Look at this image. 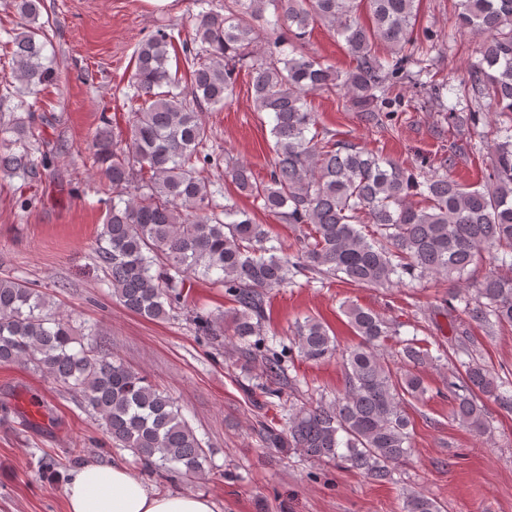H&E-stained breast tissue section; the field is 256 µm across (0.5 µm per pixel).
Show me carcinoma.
Masks as SVG:
<instances>
[{
	"label": "carcinoma",
	"instance_id": "obj_1",
	"mask_svg": "<svg viewBox=\"0 0 512 512\" xmlns=\"http://www.w3.org/2000/svg\"><path fill=\"white\" fill-rule=\"evenodd\" d=\"M358 2L224 0V12L194 16L181 44L165 30L142 41L129 80L135 107L126 137L104 126L93 140L97 173L112 191L96 252L112 298L147 319L167 318L180 303L177 284L191 275L223 284L235 303L232 351L242 367L260 365L273 383L283 380L284 360L266 338V290L299 275L361 288L443 278L457 284L448 312L457 313L459 325L448 350L433 356L416 338L402 339L400 370L382 354L399 328L371 309L343 304L359 338L343 352L323 322L296 323L299 357L321 362L341 355L344 392L295 405L283 427L261 425L263 446L336 461L385 482L413 447L405 404L427 392L413 369L442 360L454 366L446 382L449 415L471 431H490L487 400L512 412V379L482 362L470 333L474 324L489 333L512 327V123L494 119L512 117V0H459L458 27L481 37L480 59L459 87L448 86L455 101L435 98L436 110L448 113L458 131L485 120L480 139L491 144L492 158L480 187L450 176L462 148L436 165L409 168L319 130L308 102L315 92L344 90L347 105L377 124L400 100L393 90L402 80L424 75L437 86L420 57L436 48L439 34L426 29L423 41L413 40L419 0H366L369 25L357 15ZM15 7L21 23L9 44L18 103L0 123V173L28 181L38 174V136L23 115L25 97L55 83L59 72L46 54L41 0H15ZM318 22L344 39L350 69L338 71L301 50L300 40ZM377 38L388 56L375 53ZM181 57L191 68L186 86L171 65ZM243 69L255 111L271 114L273 160L264 181L240 160L226 161L225 175L259 209L298 230L291 252L271 244L264 225L208 175L221 159L209 151L213 131L203 111L224 107ZM484 257L493 269L473 282L470 266ZM91 336L44 292L0 278V364L27 363L79 390L112 445L131 451L150 473L205 475L206 449L172 398ZM404 512L441 507L412 491Z\"/></svg>",
	"mask_w": 512,
	"mask_h": 512
}]
</instances>
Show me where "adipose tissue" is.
Returning a JSON list of instances; mask_svg holds the SVG:
<instances>
[{"label":"adipose tissue","instance_id":"ef3b65f1","mask_svg":"<svg viewBox=\"0 0 512 512\" xmlns=\"http://www.w3.org/2000/svg\"><path fill=\"white\" fill-rule=\"evenodd\" d=\"M64 495L67 512H217L201 493L153 491L121 463H88L72 472Z\"/></svg>","mask_w":512,"mask_h":512}]
</instances>
